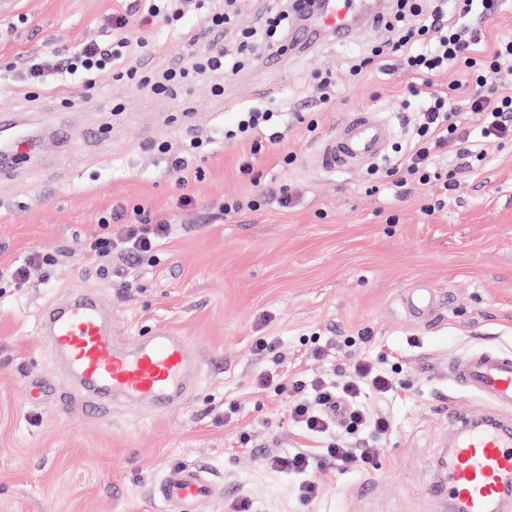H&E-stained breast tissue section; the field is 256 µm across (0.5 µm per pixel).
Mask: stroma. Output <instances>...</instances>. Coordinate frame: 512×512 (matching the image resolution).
<instances>
[{
  "instance_id": "stroma-1",
  "label": "stroma",
  "mask_w": 512,
  "mask_h": 512,
  "mask_svg": "<svg viewBox=\"0 0 512 512\" xmlns=\"http://www.w3.org/2000/svg\"><path fill=\"white\" fill-rule=\"evenodd\" d=\"M116 5L18 0L14 15L0 16V113H18L30 130L73 129L65 144L43 141L37 159L0 174V269L35 250L55 257L0 285V512H153L152 484L183 465L207 468L224 488L202 512H229L243 500L253 512H443L429 492L438 461L457 414L480 406L452 384L448 364L477 349L512 350V144L491 150L472 172L460 170L455 155L441 157L459 171L446 195L434 185L402 191L387 182L372 192L367 169L309 167L320 140L358 109L389 119L392 146L409 139L418 114L402 108L407 80L374 67L318 113L316 132L289 124L293 164H280L275 148L253 156L260 185L240 173L248 149L236 142L201 154V178L182 185L157 144L219 137L243 106L269 99L284 112L302 111L316 101L313 75L341 68L368 39L286 52L275 70L244 63L223 78H202L178 101L113 81L68 108L48 95L26 101L27 57L98 38ZM219 81L224 94L216 97ZM283 187L292 197L286 208ZM260 191L265 202L249 208ZM440 197L443 207L425 215L423 205ZM229 199L242 210L222 214ZM118 206L126 223L142 206L176 228L135 267L113 259L122 272L113 278L78 253ZM414 284L442 302L428 321L402 308ZM75 288L99 294L120 343L153 329L189 337L198 358L192 394L160 413L129 404L103 415L88 410L37 332L41 310ZM364 332L370 343H360ZM257 336L273 339L275 359L254 355ZM342 355L392 371L397 390L365 394L363 405L394 429L366 435L380 450L374 464L318 470L320 493L304 501L295 476L262 460L315 452L328 440L307 434L278 396L253 382L262 373L327 374Z\"/></svg>"
}]
</instances>
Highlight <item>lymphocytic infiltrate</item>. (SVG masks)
<instances>
[{"label": "lymphocytic infiltrate", "mask_w": 512, "mask_h": 512, "mask_svg": "<svg viewBox=\"0 0 512 512\" xmlns=\"http://www.w3.org/2000/svg\"><path fill=\"white\" fill-rule=\"evenodd\" d=\"M235 0H129L125 10L112 14L109 32L104 39L82 43L77 48L57 54L54 68L60 80L59 97L64 104L86 98L88 92L102 81L135 82L158 95L177 97L179 91L199 77L223 74L227 65L221 35L234 18ZM498 0H393L378 26L386 39L368 44L340 70L316 74L318 104L329 106L338 87L360 80L384 59H392L394 70L402 75H421L423 87H410L412 97L420 101L419 119L410 142L398 150L396 161L386 169L372 168L373 178L388 179L403 188L414 182L422 186L439 184L442 190L455 188V170L437 166L438 157L462 152L468 168L485 164L491 147L512 142V93L502 88V72L512 62V35L496 38L492 49L475 53L481 36L479 24L491 18ZM193 12L197 27L184 34L182 20ZM296 0H287L284 12L268 18L264 27L243 32L238 54L246 58L255 52L279 53L271 43V33L288 39L297 16ZM172 36L187 35L191 58L160 75L145 74L133 60L156 52L157 31ZM459 68L469 77L468 84L449 83L447 89L434 87V79L450 68ZM467 109L482 117L480 137L476 146H469V135L458 119L459 109ZM288 124L283 112L271 105H251L240 112L236 121L225 127V141L246 144L251 154L264 147L281 148L280 160L289 165L294 155L286 151ZM173 232L171 223L156 219L146 209H138L135 223L123 225L116 232L105 231L81 249L83 259L109 266L113 257L128 263H139L153 255ZM338 378L321 375H300L292 380H274L263 375L255 380L258 390H274L285 396L293 422L305 431L322 434L333 425L331 408L346 405L344 426L347 432L370 429L386 435L392 428L389 418L374 416L362 406L364 393L379 396L393 392L397 383L380 366L363 361L339 364ZM377 457L371 446L350 448L344 442L332 443L322 458L294 452L267 459L270 469L298 477V494L302 499L316 498L319 488L313 479L316 469L324 463L335 464L339 470L370 464Z\"/></svg>", "instance_id": "obj_1"}]
</instances>
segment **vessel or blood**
I'll list each match as a JSON object with an SVG mask.
<instances>
[{
  "instance_id": "b4317fda",
  "label": "vessel or blood",
  "mask_w": 512,
  "mask_h": 512,
  "mask_svg": "<svg viewBox=\"0 0 512 512\" xmlns=\"http://www.w3.org/2000/svg\"><path fill=\"white\" fill-rule=\"evenodd\" d=\"M367 4L368 0H317L315 18L299 28L296 44L310 48L324 29L349 39L356 15H363L369 25L379 18V11ZM391 136L389 122L379 113L351 112L322 140L311 162L327 173L364 167L385 155ZM34 149L27 134L0 118V154L21 158ZM401 301L406 312L421 322L440 305L431 289L418 285L409 288ZM40 327L98 412H107L118 400L160 410L191 392L196 365L187 337L160 330L127 345L115 344L100 303L85 290H76L64 305L47 306ZM448 376L482 400L485 409L464 422L453 438L434 490L447 498L451 512H499L512 502V351L467 353L449 365ZM217 496L212 479L196 467L167 470L152 491L153 499L169 512H200Z\"/></svg>"
}]
</instances>
